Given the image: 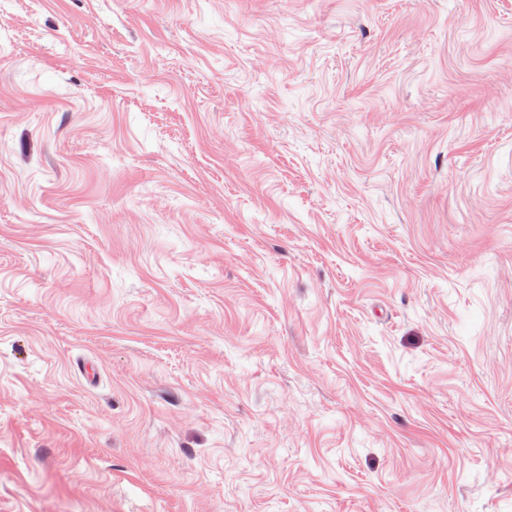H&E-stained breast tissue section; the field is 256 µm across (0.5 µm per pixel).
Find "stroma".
Listing matches in <instances>:
<instances>
[{
  "mask_svg": "<svg viewBox=\"0 0 512 512\" xmlns=\"http://www.w3.org/2000/svg\"><path fill=\"white\" fill-rule=\"evenodd\" d=\"M507 463L512 0H0V512H512Z\"/></svg>",
  "mask_w": 512,
  "mask_h": 512,
  "instance_id": "stroma-1",
  "label": "stroma"
}]
</instances>
